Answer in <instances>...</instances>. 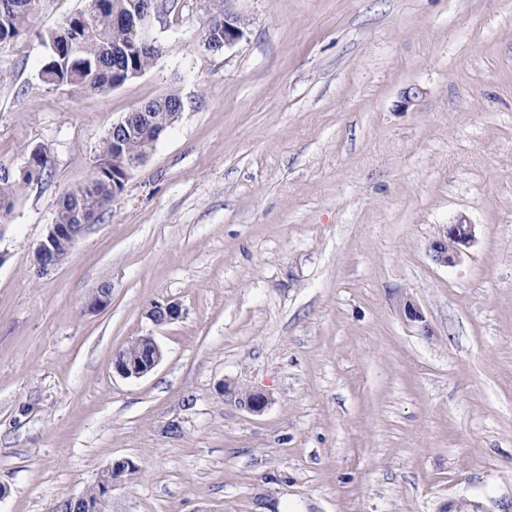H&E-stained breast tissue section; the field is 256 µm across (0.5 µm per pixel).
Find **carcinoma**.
I'll return each instance as SVG.
<instances>
[{
    "mask_svg": "<svg viewBox=\"0 0 512 512\" xmlns=\"http://www.w3.org/2000/svg\"><path fill=\"white\" fill-rule=\"evenodd\" d=\"M39 0H0V50L16 40L34 19ZM224 20V0H208L201 27L205 42L213 24ZM137 17L132 0H86L82 10L67 17L58 30L45 37L47 62L42 81L84 93L105 92L129 75L145 72L154 62L155 52L138 46L134 38ZM182 98L170 90L137 108L161 125L178 111ZM47 165L10 179L0 178V223L10 215L20 190L39 180ZM112 132H107L89 179L64 193L58 205L60 224L77 223L74 211L84 208L86 220L98 222L112 206ZM86 512H102L105 501L98 484L85 491Z\"/></svg>",
    "mask_w": 512,
    "mask_h": 512,
    "instance_id": "1",
    "label": "carcinoma"
}]
</instances>
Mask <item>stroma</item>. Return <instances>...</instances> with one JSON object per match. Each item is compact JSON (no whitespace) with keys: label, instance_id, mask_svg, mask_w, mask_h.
Listing matches in <instances>:
<instances>
[{"label":"stroma","instance_id":"35a3bbf8","mask_svg":"<svg viewBox=\"0 0 512 512\" xmlns=\"http://www.w3.org/2000/svg\"><path fill=\"white\" fill-rule=\"evenodd\" d=\"M227 5L234 47L207 51L181 0L151 68L104 94L40 80L84 0H40L0 50V176L50 159L0 223V512H51L121 458L105 512H512V0ZM171 89L179 119L38 273L112 123ZM461 220L474 245L436 264ZM166 300L182 317L152 324ZM148 333L158 367L113 374ZM475 240L474 224H446L442 233L429 244V251L437 264L448 267L455 265ZM146 316L155 325L173 323L182 316L181 305L175 301H156L148 307ZM219 389L221 393H224L225 397L231 401L234 400L240 407L255 415L264 413L272 401L270 394L262 390L251 389L249 395L242 399L238 396V390L227 383H222Z\"/></svg>","mask_w":512,"mask_h":512}]
</instances>
